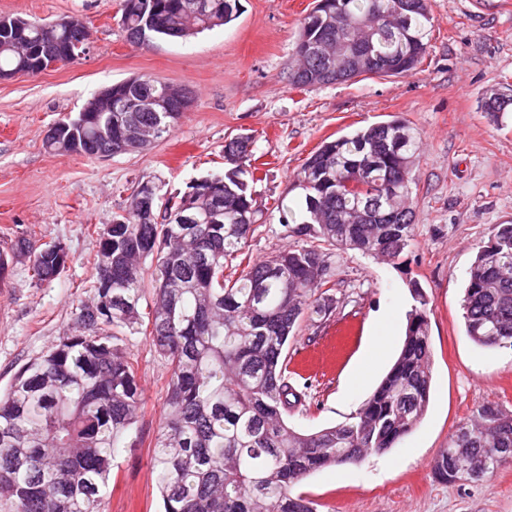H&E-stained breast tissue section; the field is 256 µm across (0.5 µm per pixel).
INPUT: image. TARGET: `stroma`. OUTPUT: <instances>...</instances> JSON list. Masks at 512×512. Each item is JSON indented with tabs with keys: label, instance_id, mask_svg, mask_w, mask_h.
<instances>
[{
	"label": "stroma",
	"instance_id": "obj_1",
	"mask_svg": "<svg viewBox=\"0 0 512 512\" xmlns=\"http://www.w3.org/2000/svg\"><path fill=\"white\" fill-rule=\"evenodd\" d=\"M240 4L229 25L137 49L121 28L120 0H0V16H79L91 28L80 60L0 81V250L24 233L35 247L59 242L69 255L54 280L32 279L20 259L0 282V394L72 332L76 306L92 295L94 230L125 214L138 185L155 184L166 202L223 170L227 140L251 136L249 188L259 210L248 251L261 261L298 244L277 204L311 153L398 117L422 134L411 185L416 239L394 264L330 252L335 276L322 296L331 310L304 316L285 350L289 381L304 394L288 420L306 432L348 421L393 364L418 291L428 302L433 349L429 407L392 450L315 472L297 491L317 512H512V460L474 481L444 484L433 476L440 452L479 405L512 411V348L475 344L461 307L480 241L492 225L512 224V112L495 118L483 108L491 90L512 86V4L430 0V47L411 74L307 90L289 85L288 60L315 0ZM143 74L193 93L169 135L108 158L46 149L59 119L76 115L103 87ZM380 324L390 327V343L369 373L358 374ZM121 339L138 360L141 441L116 456L102 512H160L151 454L169 372L148 336L126 330Z\"/></svg>",
	"mask_w": 512,
	"mask_h": 512
}]
</instances>
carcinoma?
I'll list each match as a JSON object with an SVG mask.
<instances>
[{
  "label": "carcinoma",
  "mask_w": 512,
  "mask_h": 512,
  "mask_svg": "<svg viewBox=\"0 0 512 512\" xmlns=\"http://www.w3.org/2000/svg\"><path fill=\"white\" fill-rule=\"evenodd\" d=\"M123 0L124 30L148 40L187 38L226 25L240 11L233 0ZM380 13L365 50L384 66L403 63L407 75L425 58L430 0H318L298 40L319 44L315 54L288 63L294 88L330 63L336 46L353 42L357 27ZM15 36L0 32V73L20 69ZM167 84L140 75L125 87L128 100L165 94ZM180 112L96 113L77 131L85 149L119 146L127 123L152 140L169 134ZM420 133L404 119L371 125L324 142L296 175L287 233L302 244L270 258L248 260L257 229V201L240 178L251 138L224 145L232 168L209 177L197 223L166 221L131 204L98 236L93 297L78 305L75 331L48 354L25 365L0 397V512H100L115 453L134 444L141 394L136 360L118 333L136 328L166 362V411L151 464L164 512H316L293 493L311 474L361 462L414 430L426 414L432 346L427 301L409 313L405 339L391 370L350 421L314 433L288 424L300 399L283 356L302 317L323 311L319 288L333 277L328 251L355 250L397 261L415 240L410 207ZM30 254L32 277H58L68 252L34 249L18 236L0 252V281L9 263ZM231 273L224 274V268ZM153 288L141 308L145 283ZM468 336L483 347H512V224H496L478 246L463 298ZM481 458L485 473L512 448V412L480 405L434 464V477L454 483L459 449Z\"/></svg>",
  "instance_id": "carcinoma-1"
}]
</instances>
